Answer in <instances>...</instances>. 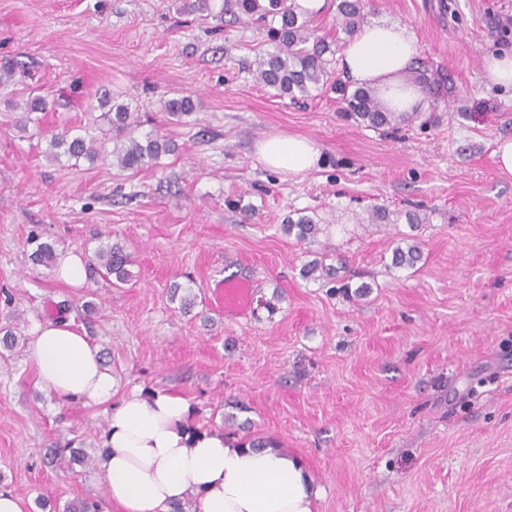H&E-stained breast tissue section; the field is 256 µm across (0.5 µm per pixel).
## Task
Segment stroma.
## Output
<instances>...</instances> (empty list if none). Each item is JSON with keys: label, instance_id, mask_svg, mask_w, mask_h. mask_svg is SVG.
Returning a JSON list of instances; mask_svg holds the SVG:
<instances>
[{"label": "stroma", "instance_id": "obj_1", "mask_svg": "<svg viewBox=\"0 0 512 512\" xmlns=\"http://www.w3.org/2000/svg\"><path fill=\"white\" fill-rule=\"evenodd\" d=\"M223 3L204 18L181 0H0V62L17 64L0 86V329L17 337L0 346V489L28 512H115L95 469L52 454L99 456L106 406L48 393L25 361L33 321L63 316L118 394L170 391L201 429L298 454L315 512H512V176L493 157L512 89L483 72L512 52V0H368L366 20L406 27L453 82L393 132L355 123L333 89L296 103L256 82L270 45L248 19L225 26ZM105 92L172 152L114 166ZM31 95L48 109L22 131ZM183 95L196 110L179 122L162 105ZM64 128L98 158L51 156ZM274 132L321 144L320 169L293 183L259 165ZM302 215L320 227L305 242L283 229ZM404 238L412 268L391 264ZM40 241L89 259L121 242L132 278L68 287L32 262ZM315 260L336 278L304 276ZM249 275V315L210 306Z\"/></svg>", "mask_w": 512, "mask_h": 512}]
</instances>
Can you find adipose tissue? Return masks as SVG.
I'll list each match as a JSON object with an SVG mask.
<instances>
[{
	"label": "adipose tissue",
	"mask_w": 512,
	"mask_h": 512,
	"mask_svg": "<svg viewBox=\"0 0 512 512\" xmlns=\"http://www.w3.org/2000/svg\"><path fill=\"white\" fill-rule=\"evenodd\" d=\"M416 56L405 27L373 21L349 39L339 67L352 85L377 92L389 111L413 113L426 106L422 88L405 79ZM254 155L264 168L299 182L318 169L322 150L308 137L277 132L257 141ZM26 361L50 393L111 403L98 477L115 512H173L189 494L192 512H313L322 495L300 456L196 429L182 397L136 389L116 396L97 347L70 319L33 322Z\"/></svg>",
	"instance_id": "obj_1"
}]
</instances>
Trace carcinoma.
<instances>
[{"mask_svg": "<svg viewBox=\"0 0 512 512\" xmlns=\"http://www.w3.org/2000/svg\"><path fill=\"white\" fill-rule=\"evenodd\" d=\"M365 0H336V20L348 36L353 35L364 21ZM224 14L233 24L242 15L266 30L273 51L256 63L255 77L259 83L288 96L293 101L311 96V90L330 85L340 93L346 112L359 125L372 130L394 129L409 122L414 115L389 112L375 93L364 87H350L341 82H332L331 66L336 50L326 38L317 35L313 20L300 16L296 6L288 0H224ZM407 78L423 86L428 97L436 94L442 78L421 66H415ZM98 107L104 110V119L112 129L113 161L122 170H138L157 160L161 154L172 151L171 142L148 134L141 141L135 136L139 122L129 106L119 103L108 94L98 97ZM165 112L173 118L182 119L195 112V103L189 96L164 101ZM46 111V101L40 96H31L25 102V120L19 128L26 130L34 112ZM66 146L69 157L89 160L99 155L98 149L80 136H70L69 131L52 135L50 147ZM286 231L300 241H306L317 233L318 224L309 216L288 219ZM56 259L55 249L48 243H40L32 252V261L37 265L51 267ZM420 260V250L414 243L396 246L392 253V265L412 267ZM134 257L124 244L116 241L95 254L93 272L101 277H114L119 283L130 280L129 266Z\"/></svg>", "mask_w": 512, "mask_h": 512, "instance_id": "obj_1", "label": "carcinoma"}]
</instances>
